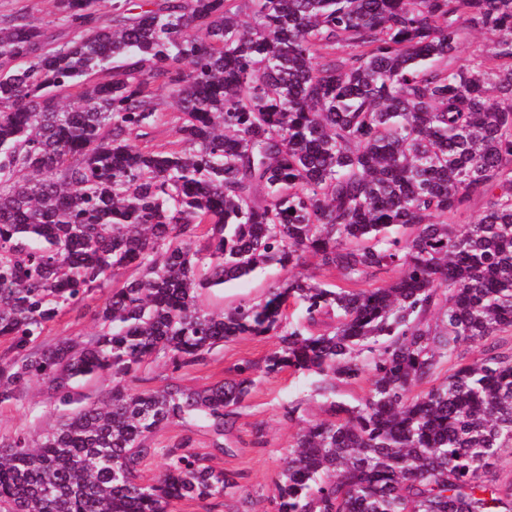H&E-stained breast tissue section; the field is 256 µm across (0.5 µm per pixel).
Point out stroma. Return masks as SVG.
I'll list each match as a JSON object with an SVG mask.
<instances>
[{
	"label": "stroma",
	"mask_w": 512,
	"mask_h": 512,
	"mask_svg": "<svg viewBox=\"0 0 512 512\" xmlns=\"http://www.w3.org/2000/svg\"><path fill=\"white\" fill-rule=\"evenodd\" d=\"M288 273L279 268L242 279L226 286L224 304L239 300H259L267 288L278 285ZM213 297H203L202 302L214 306L220 302ZM275 342L271 336L238 339L216 349L206 363L180 370L159 366L150 373L149 387L160 388L176 383L187 387L204 388L218 381L234 377V369L243 362L262 364L265 355ZM310 380L290 371L270 376H259L256 384L239 408L234 418L231 452L210 450V436L202 427H193L191 436L196 452L210 453L213 466L235 473L242 493L241 499L224 503L225 512H236L242 501H250L253 512H272L269 496L273 483L288 455V444L295 431L293 422L284 415L289 402L303 400V415L315 422L323 414L318 401L309 397ZM69 409L59 396L48 391L39 382L32 383L25 396L19 400L0 403V435L22 432L37 437L44 429Z\"/></svg>",
	"instance_id": "obj_1"
}]
</instances>
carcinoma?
Returning <instances> with one entry per match:
<instances>
[{"mask_svg": "<svg viewBox=\"0 0 512 512\" xmlns=\"http://www.w3.org/2000/svg\"><path fill=\"white\" fill-rule=\"evenodd\" d=\"M50 3L64 39L0 15V403L95 391L0 437V512L224 504L233 474L153 437L196 423L230 451L254 366L138 382L267 335L265 373L318 377L328 415L292 437L273 512H512V0ZM468 31L494 49L456 66ZM269 265L288 278L261 301L202 305ZM96 292L93 331L46 340Z\"/></svg>", "mask_w": 512, "mask_h": 512, "instance_id": "1", "label": "carcinoma"}]
</instances>
